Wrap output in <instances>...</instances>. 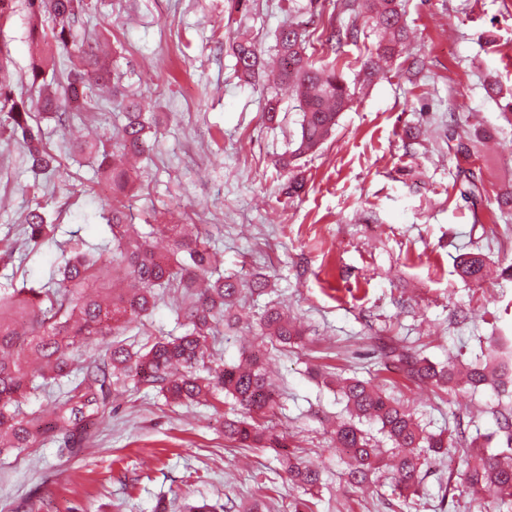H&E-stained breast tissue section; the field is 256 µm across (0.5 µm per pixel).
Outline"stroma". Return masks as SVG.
<instances>
[{
	"instance_id": "35a3bbf8",
	"label": "stroma",
	"mask_w": 512,
	"mask_h": 512,
	"mask_svg": "<svg viewBox=\"0 0 512 512\" xmlns=\"http://www.w3.org/2000/svg\"><path fill=\"white\" fill-rule=\"evenodd\" d=\"M309 0H250L232 13L227 0H91L81 29L112 45V71L127 92L144 96L157 130L137 169L136 223L166 213L208 225L218 272L242 280L265 275L268 292L243 293L244 314L213 341L218 362L259 354L280 393L281 428L304 464L322 472L307 497L313 512H403L384 473L367 488L339 477L343 453L332 441L348 416L336 375L395 382L394 395L429 432H464L451 457L423 472L419 512H475L457 475L469 440L489 436L488 452L505 448L497 415L512 397L491 387L444 393L407 385L389 368L391 347L434 363H468L490 346L512 343V208L463 199L460 169L481 176L487 190L512 191V122L508 99L489 93L488 78L512 90V0H401L410 39L384 78H367L375 41L362 35L339 52L317 51L338 65L355 99L332 134L301 165L307 185L282 191L288 172L278 160L300 133L291 92L251 85L236 71L228 45L253 37L262 57L288 21L309 22ZM30 19L18 12L0 30L11 49L15 98L34 102L28 79ZM281 101L282 122L268 123V97ZM120 98L102 99L94 114L74 113L69 129L42 120L61 163L60 176L35 181L17 144L0 138V246L22 250L23 217L34 199L47 201L54 241L30 253L21 273L47 279L77 243L105 244L98 216L107 188L97 163L74 156L70 133L84 124L116 133ZM469 154L458 153V143ZM76 194L67 195L68 186ZM483 253L502 276L477 285L463 280L455 258ZM302 325L301 344L272 349L258 325L268 302ZM181 295L163 292L128 342L179 335ZM319 378H311V371ZM229 407L172 403L152 388L117 385L90 436L74 455L58 443L0 455V512H169L208 501L227 512H289L303 497L282 477L272 450L228 449Z\"/></svg>"
}]
</instances>
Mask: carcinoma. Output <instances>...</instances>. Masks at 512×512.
Here are the masks:
<instances>
[{"label":"carcinoma","instance_id":"cac0c4a2","mask_svg":"<svg viewBox=\"0 0 512 512\" xmlns=\"http://www.w3.org/2000/svg\"><path fill=\"white\" fill-rule=\"evenodd\" d=\"M29 16H46L50 31L32 32L37 53L30 76L38 87L35 110L12 97L9 44L0 40V135L6 134L25 150L36 176L60 170L57 155L45 141L36 115L68 127L70 113L91 112L97 91L108 88L116 95L109 62L102 56L99 40L75 46V27L86 11L85 0H0V30L19 8ZM370 28L377 37L375 53L364 63L367 75L385 74L381 63L403 46L405 26L397 0H363ZM355 24L336 26L328 22L321 32H309L291 22L275 34L277 80L288 85L302 112L300 135L294 149L279 160L291 170L285 194L299 195L305 178L295 161L315 152L332 132L336 121L353 100V93L338 67L316 65L308 50L320 44L337 51L343 43L357 41ZM241 77L258 81L265 77L260 54L253 39L242 35L230 44ZM68 54L62 91H57L56 73L49 72L55 55ZM151 126L139 99H123L121 125L110 143L80 141L72 145L78 153L95 156L112 194L103 199L102 218L112 234L111 245L94 252L76 251L61 267L62 278L22 287L0 289V454L12 449L34 448L61 435L68 447L80 446L88 426L108 402L112 384L131 382L155 389L166 400L204 401L224 396L247 411L242 419L224 420V441L238 448H269L281 464L286 481L312 491L322 484V471L300 463L289 448L288 436L276 428L272 418L279 409V395L270 382L262 358L252 354L235 364L218 365L209 340L216 336L224 315L241 293L235 277L208 276L211 267V235L205 224L189 216L180 224H152L145 234L134 229L132 170L127 160L148 151ZM25 245H38L56 226L48 222L45 205L36 201L24 217ZM161 235L173 243L170 253H157L150 238ZM459 275L479 283L487 274L486 258L480 253H463L456 259ZM182 291L187 299L182 309L186 331L174 338L161 337L147 350L134 349L117 339L128 324L150 314L156 306V289ZM265 335L274 345L300 341L303 329L277 306L261 316ZM93 340L106 343L102 361L86 366L75 363V355ZM405 378L441 390H476L493 381L498 393L507 394L512 381L504 378L512 362V351L496 347L488 353L492 365L474 363L465 368L437 365L425 358L394 350ZM49 384L70 379L69 388L57 401L53 420L45 422L21 410L35 389L36 379ZM337 391L346 401L349 419L336 427V447L346 455L344 479L362 488L370 476L388 467L393 491L403 500L418 495L421 473L430 460L449 454L459 441L453 430L429 433L404 405L369 380L338 376ZM372 421L392 444L388 462L361 428ZM462 484L480 499L488 489L495 492L498 506H512V462L499 454L478 448L465 462Z\"/></svg>","mask_w":512,"mask_h":512}]
</instances>
